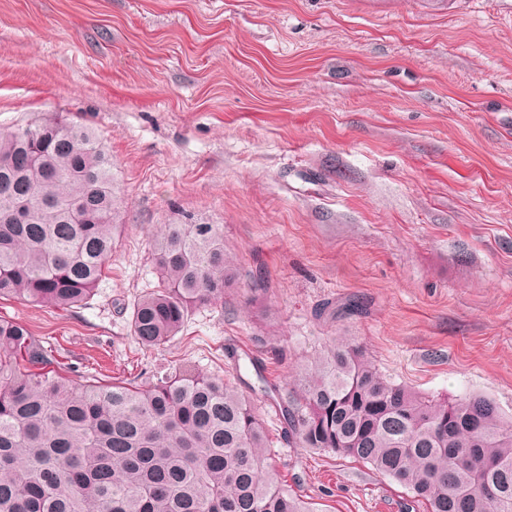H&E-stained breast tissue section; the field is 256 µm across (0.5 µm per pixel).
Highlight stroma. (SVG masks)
I'll return each mask as SVG.
<instances>
[{
	"label": "stroma",
	"mask_w": 512,
	"mask_h": 512,
	"mask_svg": "<svg viewBox=\"0 0 512 512\" xmlns=\"http://www.w3.org/2000/svg\"><path fill=\"white\" fill-rule=\"evenodd\" d=\"M43 112L96 130L119 197L89 300L0 298L60 373L147 382L190 360L234 384L233 347L287 390L347 336L387 379L512 419V0H0V129ZM163 224L220 225L238 273L145 348L130 314ZM351 297L362 314L322 315ZM254 404L312 512H426Z\"/></svg>",
	"instance_id": "35a3bbf8"
}]
</instances>
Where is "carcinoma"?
Instances as JSON below:
<instances>
[{"label":"carcinoma","mask_w":512,"mask_h":512,"mask_svg":"<svg viewBox=\"0 0 512 512\" xmlns=\"http://www.w3.org/2000/svg\"><path fill=\"white\" fill-rule=\"evenodd\" d=\"M112 157L95 130L42 114L0 130V296L69 310L112 260ZM159 285L131 331L163 344L235 281L217 224H165ZM25 325L0 319V512H310L269 463L263 420L237 387L186 361L139 384L75 381ZM280 406L301 448L353 457L427 512H512V422L481 395L436 402L381 376L338 336Z\"/></svg>","instance_id":"carcinoma-1"}]
</instances>
